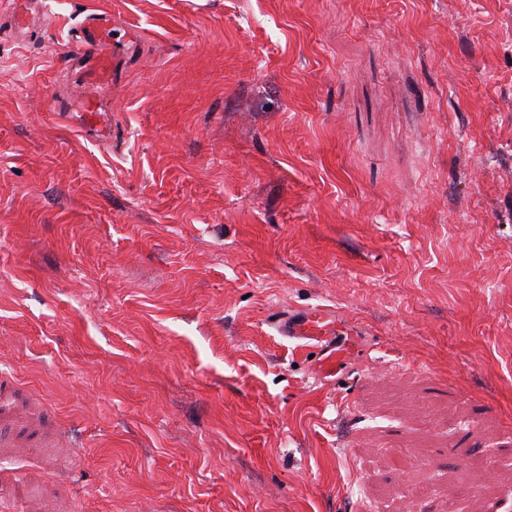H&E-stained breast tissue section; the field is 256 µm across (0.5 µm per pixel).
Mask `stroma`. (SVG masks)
Here are the masks:
<instances>
[{"mask_svg": "<svg viewBox=\"0 0 512 512\" xmlns=\"http://www.w3.org/2000/svg\"><path fill=\"white\" fill-rule=\"evenodd\" d=\"M480 460L512 512V0H0V512H477ZM92 26L87 31L77 53L81 60L80 75H84L87 84H93L103 75L112 76V50L109 47L112 31V19L109 17L92 18ZM278 329L283 336L317 343L327 342L328 355L321 359L320 369L326 375L336 374V336H339L338 319L334 311L323 307L297 310L277 318ZM332 351V352H331Z\"/></svg>", "mask_w": 512, "mask_h": 512, "instance_id": "obj_1", "label": "stroma"}]
</instances>
